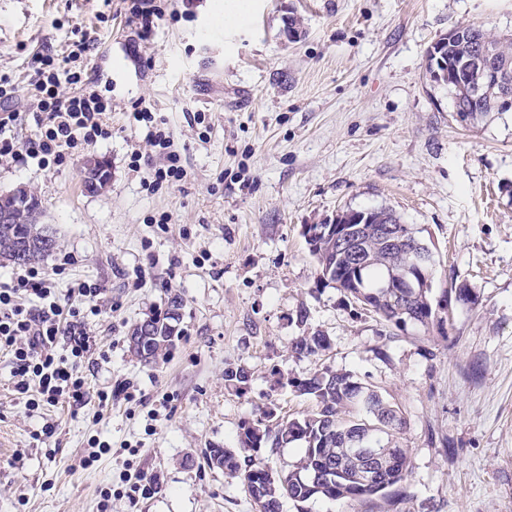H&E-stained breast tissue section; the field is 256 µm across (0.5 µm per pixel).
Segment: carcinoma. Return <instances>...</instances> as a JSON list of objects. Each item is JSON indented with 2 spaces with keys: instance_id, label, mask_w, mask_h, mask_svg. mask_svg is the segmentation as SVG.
Returning a JSON list of instances; mask_svg holds the SVG:
<instances>
[{
  "instance_id": "1",
  "label": "carcinoma",
  "mask_w": 512,
  "mask_h": 512,
  "mask_svg": "<svg viewBox=\"0 0 512 512\" xmlns=\"http://www.w3.org/2000/svg\"><path fill=\"white\" fill-rule=\"evenodd\" d=\"M495 51L494 62L512 73V38L501 40L476 25L459 26L440 36L428 47L427 72L432 82L448 87L453 107L466 110L467 121L500 111L503 87L485 85L479 73L469 69L467 61L484 48ZM97 185L91 193L106 190L110 170L105 160L89 158ZM13 206L14 223L0 226V261L25 265L49 256L56 238L40 224V201L30 191L0 195V201ZM372 232L361 240L365 265L354 267L349 253L336 250V239L321 237L309 249L317 264L319 284L333 286L350 305L377 316L400 331L408 325L424 330H442L448 321V296L434 300L432 289L401 287L392 277L390 265H418L424 272L433 270L420 260L418 231L408 230L407 242L389 247L379 231L388 224L401 223L396 211L381 207L366 210ZM154 335L148 353L157 358L171 344V323H179L169 312L150 318ZM331 347V340L320 331L298 336L291 342V352L300 358L314 357ZM247 370L227 368L224 383L237 390L247 388ZM294 391L312 400L313 408L302 418L279 419L275 409L264 407L259 417L240 428L239 448H212L208 464L224 474L244 482L258 512H282L283 500L301 507L314 498L372 501L389 495L401 485L410 468L409 449L402 446L400 435L406 421L401 409L386 401L377 390L347 371L325 370L307 378L291 379ZM303 445V454L295 465L284 471L270 469L261 456L262 449ZM379 448L385 467L361 482L355 479L362 463L353 449Z\"/></svg>"
}]
</instances>
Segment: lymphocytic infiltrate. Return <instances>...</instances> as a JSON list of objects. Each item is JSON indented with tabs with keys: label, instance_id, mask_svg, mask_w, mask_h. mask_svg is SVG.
Returning a JSON list of instances; mask_svg holds the SVG:
<instances>
[{
	"label": "lymphocytic infiltrate",
	"instance_id": "1",
	"mask_svg": "<svg viewBox=\"0 0 512 512\" xmlns=\"http://www.w3.org/2000/svg\"><path fill=\"white\" fill-rule=\"evenodd\" d=\"M72 35L67 53L33 54L35 70L26 97H19L9 75H0L1 160L23 157L44 168L60 166L75 148L109 137L112 101L94 90L84 64L97 40L78 28ZM23 107L34 112L36 128L20 142L11 128ZM130 118L145 128V140L155 153L148 187L156 191L184 181L181 156L150 108L134 104ZM101 300V289L84 281L58 294L49 273L35 266L16 271L10 283L0 285V351L11 357L13 390L27 409L62 398L84 403L88 390L80 366L90 350L85 315L97 313ZM61 344L67 350L63 357L55 353Z\"/></svg>",
	"mask_w": 512,
	"mask_h": 512
}]
</instances>
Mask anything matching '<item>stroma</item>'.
<instances>
[{
	"label": "stroma",
	"instance_id": "obj_1",
	"mask_svg": "<svg viewBox=\"0 0 512 512\" xmlns=\"http://www.w3.org/2000/svg\"><path fill=\"white\" fill-rule=\"evenodd\" d=\"M221 4L244 22L225 23ZM121 9L0 0V74L26 87L34 51H65L74 28L92 29L90 76L112 100L111 137L67 165L0 160V192H34L57 238L43 268L71 259L57 288L104 290L81 371L109 395L28 411L0 352V436L10 444L0 512H255L246 487L205 452L237 449L259 408L302 417L310 401L276 381L325 367L402 408L411 466L389 499H318L307 512H512V111L457 121L426 59L458 26L512 35V0H194L147 43ZM138 101L164 121L188 173L154 193L128 167ZM192 111L203 124L189 125ZM90 157L111 171L97 195L83 187ZM379 207L420 229L438 260L434 294L452 283L476 294L454 304L444 331L394 330L318 286L305 226ZM174 296L182 333L144 363L129 331ZM305 329L329 336L330 350L292 354ZM228 367L249 371L246 390L225 386ZM94 438L111 449L87 467ZM135 481L151 494L130 496Z\"/></svg>",
	"mask_w": 512,
	"mask_h": 512
}]
</instances>
